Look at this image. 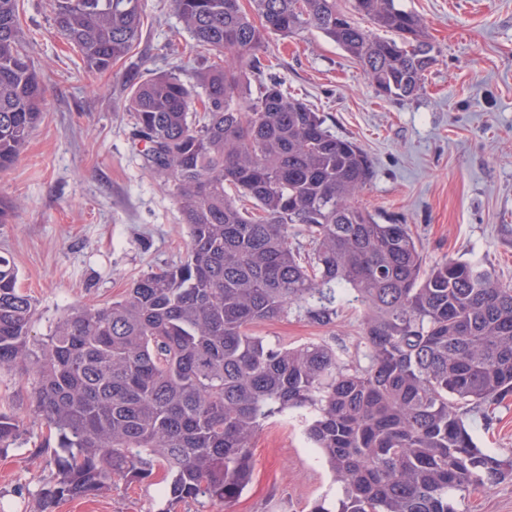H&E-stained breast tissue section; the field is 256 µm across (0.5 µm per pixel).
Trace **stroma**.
<instances>
[{
  "label": "stroma",
  "mask_w": 512,
  "mask_h": 512,
  "mask_svg": "<svg viewBox=\"0 0 512 512\" xmlns=\"http://www.w3.org/2000/svg\"><path fill=\"white\" fill-rule=\"evenodd\" d=\"M419 15L434 61L415 97H379L361 67L322 33L274 38L267 56L284 89L323 116L336 135L371 158L373 178L359 198L380 223L408 225L426 264L475 261L512 284V0H399ZM142 37L127 62L105 73L86 69L52 25L48 0H21L20 22L47 85L45 110L18 161L0 171V254L19 270L32 296L33 333L48 334L72 305L120 299L151 268L179 262L187 226L172 194L145 168L122 104L124 74L181 65L192 81L205 64L189 43L172 0H144ZM274 344L325 342L351 364H364L354 308L321 326L298 311L254 326ZM34 380L0 371V405L22 422L17 445L0 453V512H41V491L55 480L53 451L31 413ZM480 448L512 456V395L468 413ZM255 472L226 505L181 503L176 512H307L338 486L309 447L296 416L269 421L253 443ZM157 483L125 484L90 498L60 501L53 512H157ZM457 512H512V475L456 498Z\"/></svg>",
  "instance_id": "35a3bbf8"
}]
</instances>
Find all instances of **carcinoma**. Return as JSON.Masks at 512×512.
<instances>
[{
	"label": "carcinoma",
	"instance_id": "cac0c4a2",
	"mask_svg": "<svg viewBox=\"0 0 512 512\" xmlns=\"http://www.w3.org/2000/svg\"><path fill=\"white\" fill-rule=\"evenodd\" d=\"M242 2L173 0L215 57L194 83L127 74L124 110L188 226L184 258L117 301L65 308L37 337L34 300L0 256V369L33 376L34 414L57 448L41 512L98 495L114 476H161L170 507L227 504L252 480L264 423L297 411L340 487L309 512H455L457 494L512 471L466 423L468 410L512 393V285L467 261L425 267L408 225L357 205L373 177L367 154L262 63L270 38L315 29L379 95L412 98L433 62L423 20L396 0H351L350 12L339 0ZM49 6L94 72L128 59L142 35L144 0ZM45 100L19 0H0V171L20 157ZM355 302L365 367L325 343L273 346L251 332L294 307L330 324ZM19 435L16 415L0 409V449Z\"/></svg>",
	"mask_w": 512,
	"mask_h": 512
}]
</instances>
